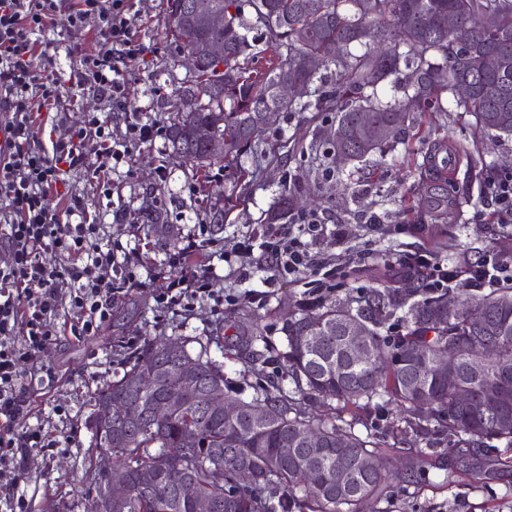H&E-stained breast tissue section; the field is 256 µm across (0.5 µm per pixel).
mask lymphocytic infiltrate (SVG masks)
Masks as SVG:
<instances>
[{"label": "lymphocytic infiltrate", "instance_id": "f902f5d3", "mask_svg": "<svg viewBox=\"0 0 512 512\" xmlns=\"http://www.w3.org/2000/svg\"><path fill=\"white\" fill-rule=\"evenodd\" d=\"M63 8L68 9L74 29L93 22L99 26V53L80 59L74 68L79 88L119 98L124 73L112 55L117 52L133 61L142 52L131 34L130 0H0V112L8 116L11 135L0 150V238L7 244V256L0 260V479L9 480L0 501L5 512H26L12 478L21 472L31 449L51 445L42 428L16 426L26 406L22 361L37 357L52 344L61 313H68L73 335H95L111 316L118 295L136 284L126 273L133 256L118 255L111 241L100 236L79 199L70 198L60 215L46 206L49 192L63 183L67 173L90 167L107 180L127 156L94 115L77 128L55 126L51 152L31 147L35 112L55 111L60 104L57 83L36 72L32 58L37 46H51L50 23ZM343 235L342 225L315 214H299L290 223L266 224L260 231L241 235L219 256L243 273L255 251L265 252L272 268L295 280L312 279L311 295L323 297L333 291L339 272L319 244ZM48 251L60 256L59 268L42 264L40 257ZM389 264L420 275L431 292L462 282L491 289L512 284V259L494 253L464 267L422 252L392 256ZM104 268L119 271V278L102 280L99 272ZM62 278L70 281L65 296L56 286ZM212 294L209 271L196 270L170 281L158 300L167 307L186 309L191 300Z\"/></svg>", "mask_w": 512, "mask_h": 512}]
</instances>
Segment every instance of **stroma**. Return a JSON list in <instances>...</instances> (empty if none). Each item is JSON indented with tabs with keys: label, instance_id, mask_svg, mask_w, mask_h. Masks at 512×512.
<instances>
[{
	"label": "stroma",
	"instance_id": "35a3bbf8",
	"mask_svg": "<svg viewBox=\"0 0 512 512\" xmlns=\"http://www.w3.org/2000/svg\"><path fill=\"white\" fill-rule=\"evenodd\" d=\"M131 24L145 51L125 65L126 98L119 108L94 90L71 87L69 77L76 62L97 55L100 41L95 27L77 31L67 11L55 15L57 45L37 51L32 66L57 76L64 110L41 114L35 150H50L55 124L79 126L90 114L105 121L118 142L125 138L130 113L168 125L177 90L191 73L166 33L163 0H133ZM334 119V113L314 109L282 113L260 136L263 145L272 146V154L247 152L230 167L212 166L204 187L193 162L172 156L166 138L160 136L152 143L132 146L129 170L114 174L110 185L78 170L67 175L65 190L48 195L46 205L57 213L63 212L68 198H79L99 224L101 235L136 256L133 273L139 285L115 300L97 335L59 332L46 351L21 365L27 409L18 425L41 427L58 442L48 450L34 449L25 461L21 488L27 512H57L64 506L71 512H86L95 494L84 477L94 398L123 374L128 354L140 350L146 337L183 336L191 352L207 348L243 398L273 384L292 389L278 354L286 349L282 327L303 297V283L276 276L266 265L242 279L204 251L194 263L210 268L212 285L227 295V303L197 299L184 311L157 301L169 280L187 274L186 267L171 261L176 246L202 229L208 238L232 244L237 236L264 223L288 182L321 184L315 204H308L303 193L294 195L290 203L295 212L312 210L343 226V240L329 238L320 245L341 269H349L355 252L367 245L390 252L427 251L462 265L475 263L490 251L512 258V240L499 238L498 225L475 219L476 213L493 210L483 195L485 181L512 172V139H488L447 95L442 111L412 113L394 146L367 166L357 185L347 188L326 173L310 150L315 137ZM442 139L456 155L455 168L445 181L419 172L433 143ZM370 216L379 218L377 230L364 229ZM268 279L274 290L269 305L240 300L245 290H263ZM257 316L263 319L261 335L251 345L225 350L211 343V336L222 328H250ZM320 411L352 423L359 435L372 433L381 443L395 444V457L414 454L403 442L404 424L388 398L376 397L352 410L328 400ZM439 480L435 471L428 480L412 484L393 480L391 491L376 508L378 512H512V488L505 484L477 487L462 476L443 486Z\"/></svg>",
	"mask_w": 512,
	"mask_h": 512
}]
</instances>
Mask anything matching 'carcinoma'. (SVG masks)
<instances>
[{
	"mask_svg": "<svg viewBox=\"0 0 512 512\" xmlns=\"http://www.w3.org/2000/svg\"><path fill=\"white\" fill-rule=\"evenodd\" d=\"M224 9V29L209 30L173 15L166 0L165 25L180 52L198 51L211 40L224 41V66L207 63L180 88L168 141L180 145L198 167L214 164L198 155L209 137L224 140V157L258 150L259 136L283 112H306L316 106L336 113L325 133L323 156L350 152L355 170L391 146L395 139L370 135L368 125L405 120L414 106H435L454 94L459 82L472 93L455 99L485 135H512V0H215ZM452 14L470 28L459 42L441 20ZM264 45L270 54L263 69L248 68ZM493 55L494 69L483 68ZM323 58L335 66L336 80L325 86L309 66ZM408 70L404 100L393 105L375 96L376 87ZM292 73L310 88L315 101L276 102V78ZM292 209L288 192L267 217L286 224ZM504 288L472 298L473 313L459 316L452 306L457 289L410 300L396 288L368 286L364 305L353 308L327 295L304 306L283 326L287 341L284 369L294 389L276 385L249 399L239 398L240 415L227 418L202 406L203 395L218 386L231 389L221 366L202 347L194 355L197 371L185 381L173 375L174 354L160 352L149 339L129 357L123 376L94 397L93 448L112 450V467L123 469L129 483L126 504L113 512H197L179 494L182 478L191 475L213 512H376L387 488L386 449L357 435L352 424L317 415L301 398L318 395L345 405L386 396L405 412L415 438L445 435L457 448L455 471L475 483L512 480V458L497 443L512 448V307L499 300ZM405 333L387 340L381 328L396 312ZM357 317L364 328L360 352H350L341 319ZM417 346L432 354L454 352L448 376L434 377L412 355ZM472 359L482 375L467 372ZM155 379L144 391L140 380ZM505 380L506 398L498 406L482 398L483 385ZM472 395L468 407L456 406L461 389ZM426 399L421 408L418 398ZM169 397L180 405L169 417L156 419L153 408ZM112 404V421L99 427L98 414ZM323 440L310 448L305 436ZM434 453L419 452L406 466L421 476L435 466Z\"/></svg>",
	"mask_w": 512,
	"mask_h": 512,
	"instance_id": "obj_1",
	"label": "carcinoma"
}]
</instances>
